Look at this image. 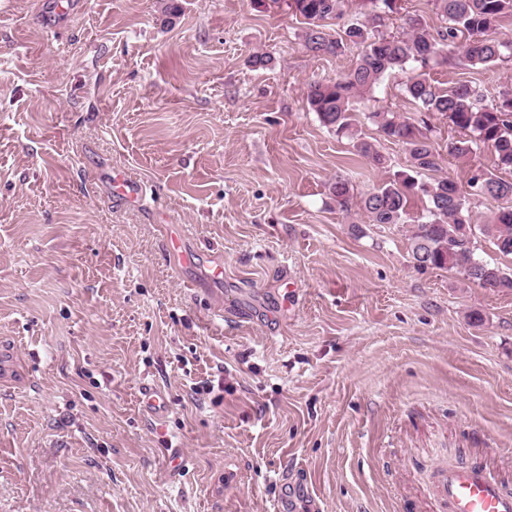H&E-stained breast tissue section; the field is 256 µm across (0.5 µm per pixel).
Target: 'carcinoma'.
<instances>
[{"mask_svg": "<svg viewBox=\"0 0 512 512\" xmlns=\"http://www.w3.org/2000/svg\"><path fill=\"white\" fill-rule=\"evenodd\" d=\"M280 1L303 19L301 45L310 55L338 56L350 46L361 47L348 72L335 79L314 80L307 87L310 110L336 136L350 138L360 156L383 163L376 145L356 129L354 104L372 95L390 75L408 71L412 75L404 83L406 97L419 111L444 115L463 132V137L448 145V153L467 160L482 148L491 151L494 169L469 170L463 185L446 178L421 181L420 172H437L443 164L428 124H417L398 112H370L367 119L380 136L403 145L408 168L362 195L358 207L374 224L410 225L409 251L417 270L446 269L467 283L512 291L511 272L476 257L469 210L472 196L496 202L479 230L499 253L512 256V181L496 174L499 169H512V89L487 102L467 82L440 89L426 72L433 65L490 67L504 52L512 53V40L499 37L500 28L512 26V0H432L442 25L433 31L420 19L409 17L400 36L381 30L397 0H361L359 16L343 27L341 35L329 33L327 26L328 21L344 16L345 0H272ZM329 194L340 211L351 214L354 195L347 179L336 177ZM419 205L422 212L413 214Z\"/></svg>", "mask_w": 512, "mask_h": 512, "instance_id": "1", "label": "carcinoma"}]
</instances>
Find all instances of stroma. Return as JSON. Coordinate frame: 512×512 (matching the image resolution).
Here are the masks:
<instances>
[{
  "label": "stroma",
  "mask_w": 512,
  "mask_h": 512,
  "mask_svg": "<svg viewBox=\"0 0 512 512\" xmlns=\"http://www.w3.org/2000/svg\"><path fill=\"white\" fill-rule=\"evenodd\" d=\"M47 2L0 0V512H274L286 485L318 512H438V471L480 461L512 490V291L415 270L405 225L328 194L405 167L366 118L415 116L405 74L356 105L380 168L306 99L355 53L310 56L287 8L178 0L166 25L162 0H82L50 33ZM511 76L429 72L489 100ZM426 120L442 176L490 166ZM116 168L146 197L113 199ZM329 194L340 211L344 212L347 216L351 214L354 195L353 187L348 179L341 176L336 177V180L331 182L329 186ZM143 404L146 412L155 417L162 416L168 409L165 393L155 387L143 388Z\"/></svg>",
  "instance_id": "1"
}]
</instances>
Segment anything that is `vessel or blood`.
<instances>
[{"instance_id": "vessel-or-blood-1", "label": "vessel or blood", "mask_w": 512, "mask_h": 512, "mask_svg": "<svg viewBox=\"0 0 512 512\" xmlns=\"http://www.w3.org/2000/svg\"><path fill=\"white\" fill-rule=\"evenodd\" d=\"M438 488L445 512H512V493L482 464L444 469Z\"/></svg>"}]
</instances>
